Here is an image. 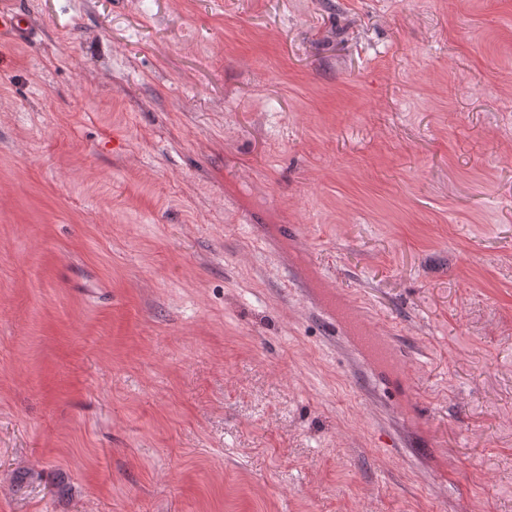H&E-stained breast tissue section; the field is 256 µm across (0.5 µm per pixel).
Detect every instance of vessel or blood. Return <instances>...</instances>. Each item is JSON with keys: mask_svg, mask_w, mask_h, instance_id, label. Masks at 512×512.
I'll use <instances>...</instances> for the list:
<instances>
[{"mask_svg": "<svg viewBox=\"0 0 512 512\" xmlns=\"http://www.w3.org/2000/svg\"><path fill=\"white\" fill-rule=\"evenodd\" d=\"M322 308L331 319L332 333L349 337L355 343L364 357V368L399 365L400 358L394 345L387 337L377 335L353 304L328 293L324 296Z\"/></svg>", "mask_w": 512, "mask_h": 512, "instance_id": "b4317fda", "label": "vessel or blood"}]
</instances>
